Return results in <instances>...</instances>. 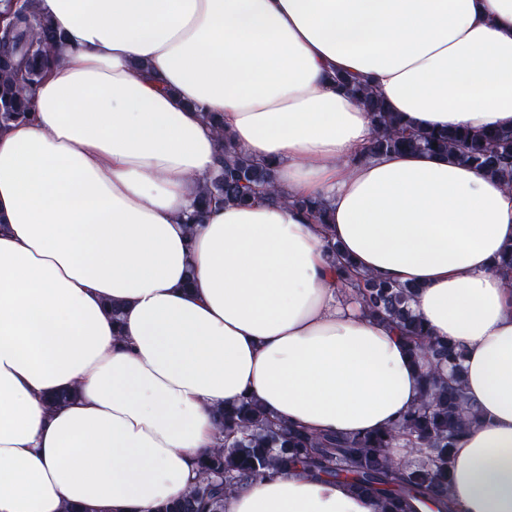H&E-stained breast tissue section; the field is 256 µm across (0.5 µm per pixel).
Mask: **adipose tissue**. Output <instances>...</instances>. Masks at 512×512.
<instances>
[{
  "instance_id": "1",
  "label": "adipose tissue",
  "mask_w": 512,
  "mask_h": 512,
  "mask_svg": "<svg viewBox=\"0 0 512 512\" xmlns=\"http://www.w3.org/2000/svg\"><path fill=\"white\" fill-rule=\"evenodd\" d=\"M63 33L32 119L0 129V512H155L242 398L314 433L393 428L421 400L405 342L326 244L415 289L464 348L477 412L459 512H512V186L453 156L373 155L362 80L415 131L512 129V0H38ZM280 203L186 216L222 158ZM322 198L321 226L291 205ZM68 394L55 404L54 395ZM224 512H378L300 471Z\"/></svg>"
}]
</instances>
